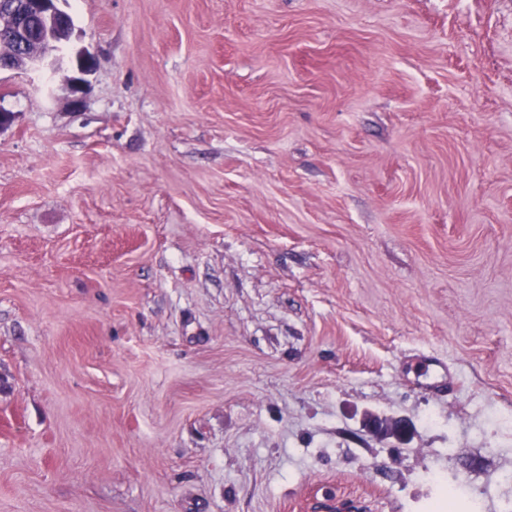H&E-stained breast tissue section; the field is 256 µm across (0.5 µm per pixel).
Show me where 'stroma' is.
Listing matches in <instances>:
<instances>
[{"instance_id":"1","label":"stroma","mask_w":512,"mask_h":512,"mask_svg":"<svg viewBox=\"0 0 512 512\" xmlns=\"http://www.w3.org/2000/svg\"><path fill=\"white\" fill-rule=\"evenodd\" d=\"M58 6L0 70V512H512V0ZM6 12L15 15L16 23L12 15L3 14ZM28 13H40L48 20V36L42 45L33 47L27 44V35L20 21ZM61 17L62 14L58 16L56 10V0H0V38L20 43V52L10 62L6 61L5 66L0 60V69L26 64L38 72L53 70L64 59L56 53L57 47L68 39L67 29L58 20Z\"/></svg>"}]
</instances>
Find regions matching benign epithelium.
<instances>
[{
    "label": "benign epithelium",
    "instance_id": "7a95c632",
    "mask_svg": "<svg viewBox=\"0 0 512 512\" xmlns=\"http://www.w3.org/2000/svg\"><path fill=\"white\" fill-rule=\"evenodd\" d=\"M28 13H39L49 23L48 36L44 44L30 46L21 19ZM56 0H0V38L20 43V52L11 61L0 62V69H11L22 64L33 70L43 72L51 70L63 60L57 54V47L68 39L67 29L59 23ZM371 430L379 435L393 437L399 442L407 439L410 428L401 421L374 420Z\"/></svg>",
    "mask_w": 512,
    "mask_h": 512
}]
</instances>
